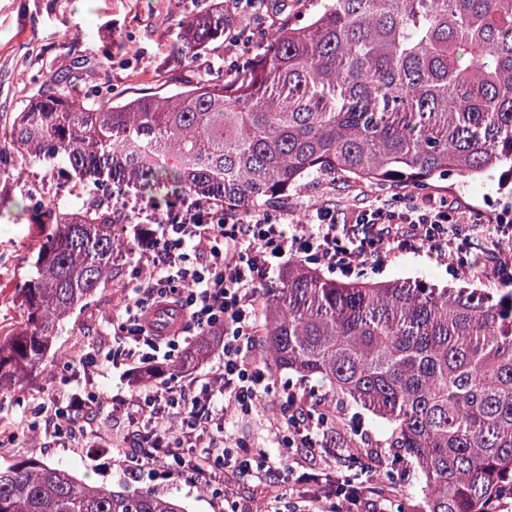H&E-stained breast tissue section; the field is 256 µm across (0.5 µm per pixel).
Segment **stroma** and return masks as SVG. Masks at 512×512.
Segmentation results:
<instances>
[{"mask_svg":"<svg viewBox=\"0 0 512 512\" xmlns=\"http://www.w3.org/2000/svg\"><path fill=\"white\" fill-rule=\"evenodd\" d=\"M210 0H0V121L8 122L30 96L41 92L45 77H53L74 93L89 87L109 88L113 99L132 94L162 93L173 78L192 79L207 74L224 81L226 71L252 56L249 48H238L219 62L199 60L188 63L176 52L177 21L184 13L209 4ZM111 52L109 68H102L104 52ZM51 171L40 164L27 166L24 179L1 182L0 194L12 197L13 208L0 211V281L10 288L0 294V324L21 319L19 291L31 274V250L38 236L32 216L48 195L42 185ZM421 189L400 184L371 187L358 180L339 176L333 180H311L289 191L287 198L258 203L259 212L288 214L293 221H304L310 209L326 203L337 208L361 210L394 203L405 206L421 196ZM429 194L454 202L474 224L476 248L500 240L498 224L504 213H512V186L501 174L484 180L445 179L432 183ZM138 254H125L114 265L111 284L101 288L89 303L74 311L63 326L53 354L43 371L28 380L24 394L0 399V413L10 422L20 421L33 406L82 388L87 376L75 364L77 355L90 351L105 357L112 350L113 313L125 303L127 289L136 276ZM356 279L371 281H425L439 287L468 286L488 291L499 284L493 276L479 275L472 268L452 273L429 253L416 251L397 254L380 270L356 272ZM328 430V452L312 454L292 451L287 469L279 478L258 480L227 473L224 482L243 506L263 512H310L315 484L300 482L302 473L333 475L343 471L345 459L355 456L349 448L348 421L360 417L373 445H386L390 425L369 412L350 404L337 405ZM273 397L262 398L257 412L248 418H225L224 437L229 443L249 442L279 457L280 448L270 440L267 425L279 416ZM35 450L47 462L66 465L77 477L126 482L119 459L101 456L77 445H59L48 433H39L36 443L20 438L8 449H0V460L26 455ZM388 490L385 512H409L423 494L415 461L403 450L392 449L375 472ZM141 486L180 496L189 512H217L215 504L198 484L184 479L143 475Z\"/></svg>","mask_w":512,"mask_h":512,"instance_id":"obj_1","label":"stroma"}]
</instances>
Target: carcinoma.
<instances>
[{
    "instance_id": "carcinoma-1",
    "label": "carcinoma",
    "mask_w": 512,
    "mask_h": 512,
    "mask_svg": "<svg viewBox=\"0 0 512 512\" xmlns=\"http://www.w3.org/2000/svg\"><path fill=\"white\" fill-rule=\"evenodd\" d=\"M188 62L224 54V0L179 20ZM47 88L0 126V182L19 155L99 194L52 201L21 321L0 326V392L20 393L60 322L112 281L136 214L114 194L191 196L244 211L309 178L428 187L450 174L512 176V0H325L279 24L224 83L201 75L115 103ZM268 364L318 378L387 420L419 465L417 512H489L512 491V288L345 282L295 263L259 292ZM0 512H188L154 489L79 480L35 456L0 461Z\"/></svg>"
}]
</instances>
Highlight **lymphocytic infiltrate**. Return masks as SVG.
<instances>
[{
	"label": "lymphocytic infiltrate",
	"mask_w": 512,
	"mask_h": 512,
	"mask_svg": "<svg viewBox=\"0 0 512 512\" xmlns=\"http://www.w3.org/2000/svg\"><path fill=\"white\" fill-rule=\"evenodd\" d=\"M463 218L453 203L423 197L414 205L359 211L351 226L340 224L334 208H313L303 224H286L284 216L225 213L215 219L210 208L186 199L166 216L151 207L138 209L126 225L143 246L138 275L128 299L112 318L116 342L113 365L153 367L181 356L193 336L216 337L217 360L182 379L155 378L134 390L125 404L131 410L134 452L116 449L130 480L157 472L203 485L222 512H245L224 483L225 472L271 477L277 472L265 449L224 445V417L252 416L260 399L274 395L280 416L268 434L277 447H325L329 419L311 403L305 387L276 381L257 356L260 340L258 291L290 262L323 267L344 276L362 267L378 268L393 254L428 251L451 270L465 267ZM196 254L188 263L187 251ZM173 304L188 323L169 336L156 334L147 322L150 308ZM95 384L58 397L44 419L58 441L83 440L99 448L95 421L109 405ZM322 512H343L345 504H374L384 492L365 481L339 475L320 488Z\"/></svg>",
	"instance_id": "1"
}]
</instances>
